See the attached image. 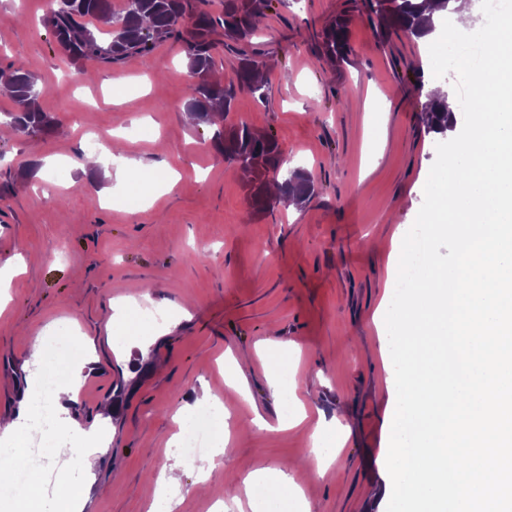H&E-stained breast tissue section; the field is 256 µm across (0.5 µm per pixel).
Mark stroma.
Masks as SVG:
<instances>
[{
    "mask_svg": "<svg viewBox=\"0 0 512 512\" xmlns=\"http://www.w3.org/2000/svg\"><path fill=\"white\" fill-rule=\"evenodd\" d=\"M49 0H0V68L21 63L45 91L48 132L0 124V266L25 261L0 313V419L28 404L40 366L34 340L69 330L83 351L85 378L66 417L105 430L93 476L67 451L53 466L23 460L42 486L46 512H149L148 483L171 469L178 512H253L249 492L224 475L268 467L299 486L307 512H386L391 479L390 386L385 302L391 286L385 247L413 224L436 159L437 136L419 116L431 74L428 41L394 30L376 35L362 0H287L249 43L214 53L231 79L241 52L269 67L264 99L236 93L224 123L271 134L289 168L310 174L314 195L286 208L258 209L240 169L211 143L208 124L184 109L191 77L178 43L112 67L68 63L43 24ZM348 16L351 52L331 63L326 30ZM452 92L451 78H442ZM148 126L152 138L138 139ZM109 138L93 171L69 167L89 136ZM179 176L158 190L161 171ZM154 318L126 332L124 316ZM287 359L280 373L275 356ZM246 382L241 397L228 375ZM208 385L224 405L226 445L211 475L214 496L195 492L197 474L175 452L183 416L198 405L189 388ZM118 400L114 416L101 408ZM308 418L283 430L284 403ZM268 423L260 429L253 416ZM348 441L324 477H313V425ZM68 476L76 499L60 496Z\"/></svg>",
    "mask_w": 512,
    "mask_h": 512,
    "instance_id": "stroma-1",
    "label": "stroma"
}]
</instances>
